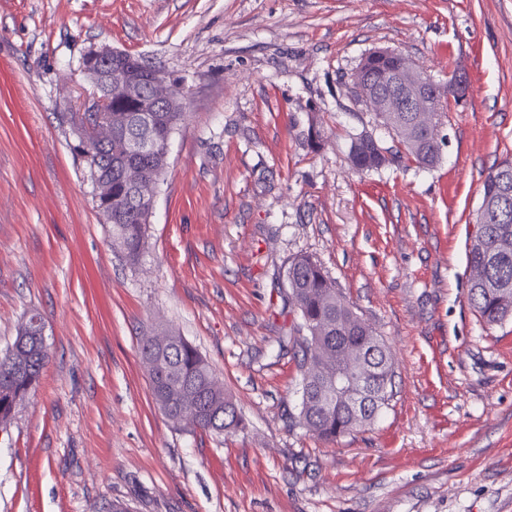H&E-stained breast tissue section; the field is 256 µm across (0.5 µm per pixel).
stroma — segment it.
<instances>
[{
    "label": "stroma",
    "mask_w": 512,
    "mask_h": 512,
    "mask_svg": "<svg viewBox=\"0 0 512 512\" xmlns=\"http://www.w3.org/2000/svg\"><path fill=\"white\" fill-rule=\"evenodd\" d=\"M101 45L189 91L134 263L64 118ZM379 48L467 83L434 168L350 165L357 134L393 145L349 87ZM506 159L512 0H0V352L36 311L50 354L0 431V512H512V320L467 299ZM302 254L396 359L389 404L333 440L302 425L279 352ZM163 331L207 359L235 432L156 406L140 339Z\"/></svg>",
    "instance_id": "stroma-1"
}]
</instances>
